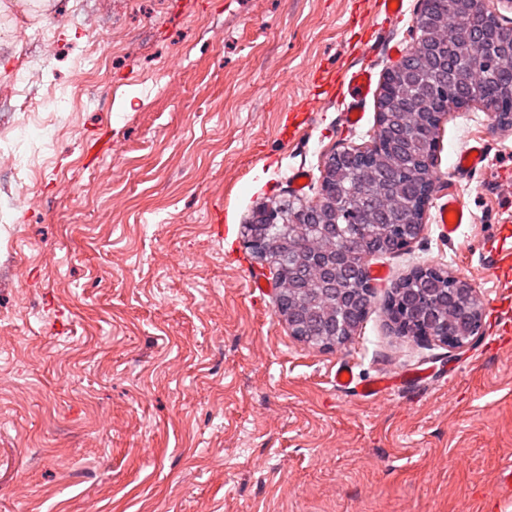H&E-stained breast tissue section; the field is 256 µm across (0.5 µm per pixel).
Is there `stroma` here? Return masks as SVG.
<instances>
[{
    "label": "stroma",
    "mask_w": 512,
    "mask_h": 512,
    "mask_svg": "<svg viewBox=\"0 0 512 512\" xmlns=\"http://www.w3.org/2000/svg\"><path fill=\"white\" fill-rule=\"evenodd\" d=\"M420 3L376 33L375 75ZM367 25L352 0H0V106L21 87L62 101L0 139V512H512L494 497L512 346L494 347L497 290L474 251L512 205V130L478 105L444 120L437 192L475 221L448 238L429 208L410 247L373 259L385 276L340 349L290 336L243 246L257 206L315 198L326 155L369 144L377 92L350 129L323 82ZM118 29L131 38L112 53ZM477 136L487 168L460 177ZM430 265L483 299L463 349L396 336L383 311ZM344 363L362 381L429 377L366 401L337 388Z\"/></svg>",
    "instance_id": "obj_1"
}]
</instances>
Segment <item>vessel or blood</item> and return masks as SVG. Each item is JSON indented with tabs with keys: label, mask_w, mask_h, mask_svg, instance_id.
<instances>
[{
	"label": "vessel or blood",
	"mask_w": 512,
	"mask_h": 512,
	"mask_svg": "<svg viewBox=\"0 0 512 512\" xmlns=\"http://www.w3.org/2000/svg\"><path fill=\"white\" fill-rule=\"evenodd\" d=\"M403 6L404 0H366L364 13L372 19L374 27L379 29L391 19L401 16ZM336 81L342 95L349 99L343 120L346 125H357L363 118L361 104L371 91L373 71L367 65L359 67L351 64L337 69ZM487 159L486 144L478 140L460 153L456 167L462 173L476 172L485 167ZM471 220V215L455 197H448L439 207L438 222L445 236H454L461 225ZM478 263L482 273L501 290L498 307L504 316L499 333L503 336L512 334V319L505 316L506 311L512 309V216L492 225L490 231L482 237ZM336 385L341 389L355 388L361 397L377 400L391 389L392 381L382 375L359 382L352 369L343 366L336 371Z\"/></svg>",
	"instance_id": "obj_1"
}]
</instances>
